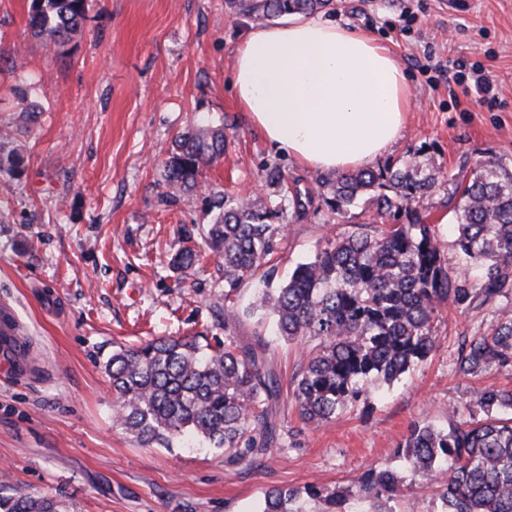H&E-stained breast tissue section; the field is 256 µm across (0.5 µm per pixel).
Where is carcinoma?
Segmentation results:
<instances>
[{"label":"carcinoma","instance_id":"obj_1","mask_svg":"<svg viewBox=\"0 0 512 512\" xmlns=\"http://www.w3.org/2000/svg\"><path fill=\"white\" fill-rule=\"evenodd\" d=\"M92 0H31L28 26L45 41L65 46L82 31ZM232 12L259 18L310 15L335 8L334 0H226ZM224 155V127L199 125L175 137L165 161L168 201L178 192L201 187L205 171ZM17 151L0 154V173L22 169ZM266 180L288 198L302 219L322 200L330 214L345 217L364 195L384 218L404 224H352L322 236L310 259L272 287V255L285 225L274 224L280 209L257 198L231 197L210 190L214 223L200 229L202 249L190 245L174 258L187 271L202 255L220 259L224 342L207 336L148 339L138 346L117 344L105 369L112 383L114 426L142 447L171 448L193 435L208 448L224 451L232 464L257 467L297 432L278 417L283 382L273 361L274 340L257 336L241 343L238 297L246 280L257 289L246 311L272 320L276 337L311 342L289 383L303 426L317 427L359 404L370 405L374 381L392 383L423 363L439 347L436 320L441 309H489L488 332L458 341L456 372L475 376L489 369L512 373V163L479 160L470 174L448 177V208L455 238L451 248L462 263L448 262L446 243L416 208L432 195L437 171L413 158L402 167L363 169L317 179L304 192L288 184L278 166ZM0 349L19 360L25 345L11 335ZM468 416L448 411V430L431 423L413 425L402 455L412 480L439 492L443 512H512V388L476 394ZM407 489L397 472L369 468L357 488H273L258 512H304L301 501L320 504L319 512H348L353 496L367 500V512ZM0 512H66L64 501L47 494L0 491Z\"/></svg>","mask_w":512,"mask_h":512}]
</instances>
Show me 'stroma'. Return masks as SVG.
Wrapping results in <instances>:
<instances>
[{
	"label": "stroma",
	"mask_w": 512,
	"mask_h": 512,
	"mask_svg": "<svg viewBox=\"0 0 512 512\" xmlns=\"http://www.w3.org/2000/svg\"><path fill=\"white\" fill-rule=\"evenodd\" d=\"M30 0H0V133L24 156L0 174V316L31 363L0 352V481L47 493L67 512H257L273 487H352L368 468L405 472L399 443L414 423L447 427L449 406L511 383L457 374L460 333L489 331L488 311L444 309L439 349L379 397L299 436L257 469L213 448H143L112 426L104 364L114 343L223 336L217 260L176 271L187 232L212 215L198 192L161 200L164 161L194 121L224 128V155L204 184L272 196L268 167L314 186L317 172L275 150L230 89L236 44L258 25L224 0H95L65 47L27 27ZM327 19L376 38L408 75L414 103L382 167L423 155L445 173L512 159V0H336ZM479 63L497 78L494 108L450 92L436 62ZM277 278L313 255L321 215L278 217Z\"/></svg>",
	"instance_id": "stroma-1"
}]
</instances>
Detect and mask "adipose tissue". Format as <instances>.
Wrapping results in <instances>:
<instances>
[{
    "label": "adipose tissue",
    "instance_id": "adipose-tissue-1",
    "mask_svg": "<svg viewBox=\"0 0 512 512\" xmlns=\"http://www.w3.org/2000/svg\"><path fill=\"white\" fill-rule=\"evenodd\" d=\"M231 73L249 123L314 171L368 166L411 108L409 78L387 47L321 19L255 28L237 44Z\"/></svg>",
    "mask_w": 512,
    "mask_h": 512
}]
</instances>
